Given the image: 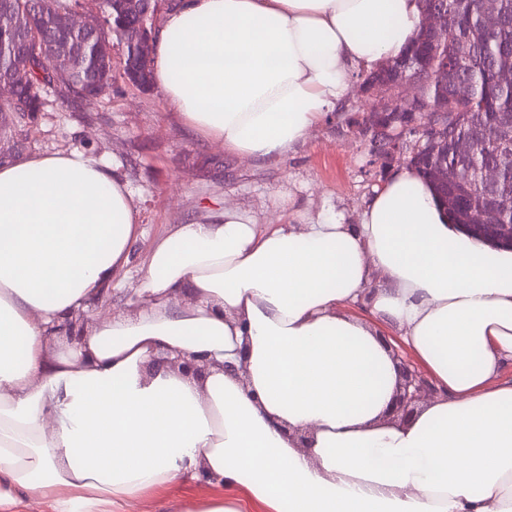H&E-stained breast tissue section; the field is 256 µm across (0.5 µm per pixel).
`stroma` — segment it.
<instances>
[{
  "instance_id": "obj_1",
  "label": "stroma",
  "mask_w": 512,
  "mask_h": 512,
  "mask_svg": "<svg viewBox=\"0 0 512 512\" xmlns=\"http://www.w3.org/2000/svg\"><path fill=\"white\" fill-rule=\"evenodd\" d=\"M112 65V86L98 100L72 105L55 86L43 112L25 120L0 113V129H7L16 159L79 150L117 168L141 230L123 275L124 290L137 287L151 249L172 225L224 204L241 206L267 224L277 220L274 202L283 194L300 210L329 208L351 221L373 191L381 167L351 132V120L363 110L355 91H348L338 113L311 133L300 152L256 167L198 137L166 105L160 88L128 82L121 50H113Z\"/></svg>"
}]
</instances>
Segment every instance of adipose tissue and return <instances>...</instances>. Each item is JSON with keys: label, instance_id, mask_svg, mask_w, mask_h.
Instances as JSON below:
<instances>
[{"label": "adipose tissue", "instance_id": "ef3b65f1", "mask_svg": "<svg viewBox=\"0 0 512 512\" xmlns=\"http://www.w3.org/2000/svg\"><path fill=\"white\" fill-rule=\"evenodd\" d=\"M420 19L419 0H178L154 80L206 140L277 162ZM138 235L91 155L0 166V512H132L186 479L212 494L168 512H512V250L453 224L415 170L353 224L227 206L174 225L134 308L58 346ZM386 333L440 390L403 424Z\"/></svg>", "mask_w": 512, "mask_h": 512}]
</instances>
